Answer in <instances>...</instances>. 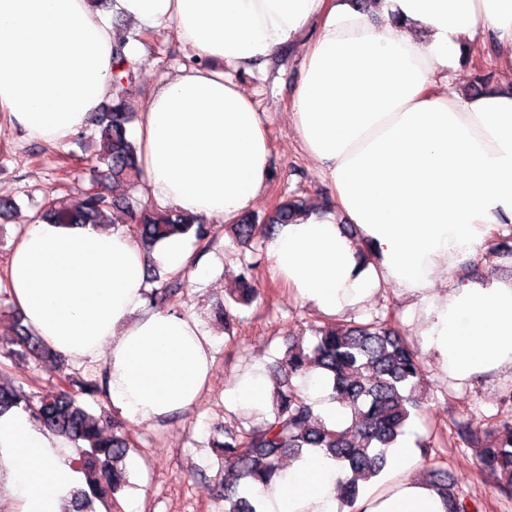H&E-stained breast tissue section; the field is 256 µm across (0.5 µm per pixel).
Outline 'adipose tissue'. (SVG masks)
I'll list each match as a JSON object with an SVG mask.
<instances>
[{
	"mask_svg": "<svg viewBox=\"0 0 512 512\" xmlns=\"http://www.w3.org/2000/svg\"><path fill=\"white\" fill-rule=\"evenodd\" d=\"M383 20L345 0H112L135 29H175L196 65L155 91L136 129L149 195L234 223L264 192V121L232 70L311 35L292 106L295 130L336 206L265 240L276 274L327 317L365 307L388 287L410 302L422 353L448 383L512 382V277L474 282L512 224V83L452 90L478 36L512 74V0H383ZM116 40L87 0H0V118L56 147L111 98ZM191 269L181 240L144 254L124 229L36 222L5 271L15 307L55 355L99 364L108 399L131 422L192 410L210 381L212 341L191 314L148 308L149 259ZM260 364L224 393L262 409ZM342 472L318 456L251 485L260 512H340ZM81 483L63 437L24 413L0 415V497L15 512H65ZM359 512H445L411 479L361 495Z\"/></svg>",
	"mask_w": 512,
	"mask_h": 512,
	"instance_id": "1",
	"label": "adipose tissue"
}]
</instances>
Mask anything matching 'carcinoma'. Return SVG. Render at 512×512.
Instances as JSON below:
<instances>
[{"instance_id":"obj_1","label":"carcinoma","mask_w":512,"mask_h":512,"mask_svg":"<svg viewBox=\"0 0 512 512\" xmlns=\"http://www.w3.org/2000/svg\"><path fill=\"white\" fill-rule=\"evenodd\" d=\"M135 63L120 43L113 50L112 81L115 97L96 116V126L103 139V150L97 161L84 168V181L104 184L108 178L137 186L142 177L137 147L128 137V125L134 120L130 104L123 95L124 84L135 77ZM307 210V198L286 194L275 203L270 213L258 219L244 213L229 225L233 235L247 243L262 224L271 230L289 224ZM120 211L125 223L132 226L140 247L151 252L156 245L174 237L193 235L196 243L208 240L213 228L199 218L177 210H161L142 205L129 197L117 198L106 190L94 194L82 192L70 205L58 197L47 195L36 211L34 220L50 224H75L99 228L108 212ZM186 271L166 275L147 294L151 305L160 308L176 306L185 286ZM238 295L232 300L250 301L258 294L253 276L240 275ZM12 338H0V359L36 360L51 356L28 328L15 318ZM281 368L288 376L318 369L329 391L328 398L350 412L352 425L344 427L325 421L315 413L311 400L300 387L288 384L276 389V404L270 418L239 431L224 429L210 438L211 447L220 457L223 476L221 499L224 512H258L256 502L243 493L242 481L269 482L288 456L298 459L305 454H321L345 471L336 487L344 505L352 507L359 498V482H367L381 474L388 456L419 399L426 368L419 352L395 327L389 316L351 325L321 329L314 343L305 347L293 341L288 344ZM104 393L99 383L62 382L49 393L23 395L0 384V414L24 405L30 417L58 435L66 437L76 448L80 469L86 473L87 488L78 491L73 507L77 512H96L95 502L114 498L126 482V471L120 463L134 450L133 442L123 424L102 420L91 414L78 395L97 396ZM502 435L494 444L481 448V469L497 477L500 489L512 492V418L499 422ZM486 429L464 421L455 426L457 438L471 444L480 442ZM427 485L449 503V512H471L466 495L448 484V470L438 463L429 472Z\"/></svg>"}]
</instances>
